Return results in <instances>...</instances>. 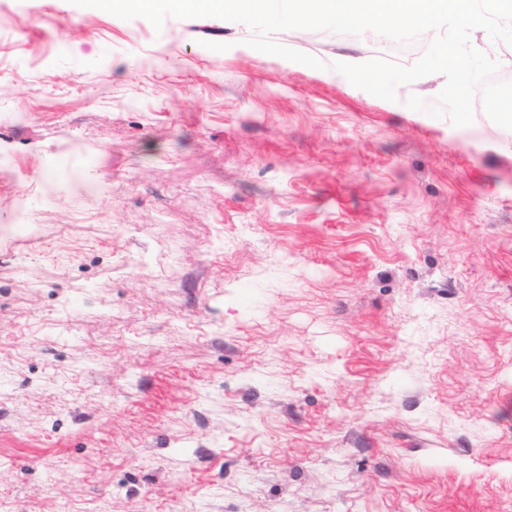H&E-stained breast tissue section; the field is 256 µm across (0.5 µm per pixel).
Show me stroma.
<instances>
[{
  "instance_id": "obj_1",
  "label": "stroma",
  "mask_w": 512,
  "mask_h": 512,
  "mask_svg": "<svg viewBox=\"0 0 512 512\" xmlns=\"http://www.w3.org/2000/svg\"><path fill=\"white\" fill-rule=\"evenodd\" d=\"M254 35L0 0V512H512V130Z\"/></svg>"
}]
</instances>
